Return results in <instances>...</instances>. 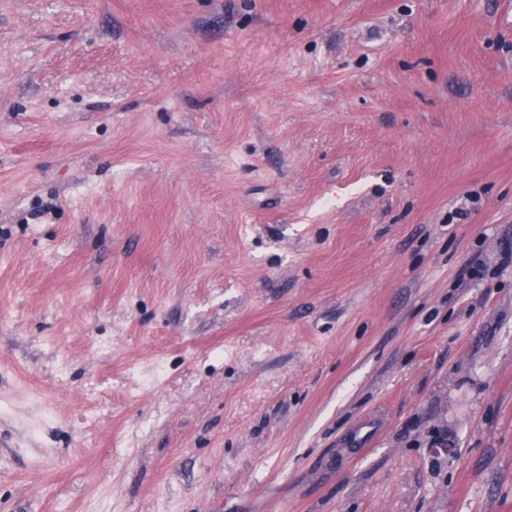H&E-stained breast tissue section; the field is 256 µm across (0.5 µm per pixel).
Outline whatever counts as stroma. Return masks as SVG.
I'll use <instances>...</instances> for the list:
<instances>
[{
    "label": "stroma",
    "mask_w": 512,
    "mask_h": 512,
    "mask_svg": "<svg viewBox=\"0 0 512 512\" xmlns=\"http://www.w3.org/2000/svg\"><path fill=\"white\" fill-rule=\"evenodd\" d=\"M0 512H512V0H0Z\"/></svg>",
    "instance_id": "obj_1"
}]
</instances>
